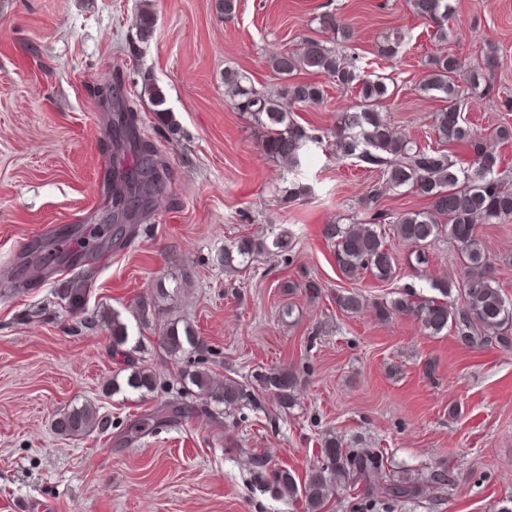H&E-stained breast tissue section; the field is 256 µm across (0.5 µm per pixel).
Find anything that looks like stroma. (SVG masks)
Listing matches in <instances>:
<instances>
[{
    "instance_id": "obj_1",
    "label": "stroma",
    "mask_w": 512,
    "mask_h": 512,
    "mask_svg": "<svg viewBox=\"0 0 512 512\" xmlns=\"http://www.w3.org/2000/svg\"><path fill=\"white\" fill-rule=\"evenodd\" d=\"M451 3L453 38L445 44L410 0H236L228 16L218 0H0V275L14 272L28 243L72 226L89 231L111 212L117 169L135 162L101 104L114 80L141 138L169 170L165 194L124 247L49 279L30 272L24 291L0 292V512L24 501L49 512H304L302 500L267 490L253 462L304 481L330 434L383 452L389 473L447 470L441 500L387 512H491L512 497V348L465 346L449 332L428 335L412 317L378 316L380 304L401 294L432 298L435 280L459 282L457 249L439 238L419 265L396 241L392 280L368 273L350 280L324 236L329 224L428 205L403 188L363 204L379 170L330 149L355 90L298 72L324 97L294 114L319 141L291 168L263 153V128L225 85L234 72L256 90L280 91L285 81L271 67L273 55L324 39L325 14L355 32L353 42L337 44L343 54L378 59L379 45L398 33L399 53L378 59L394 81L382 112L399 135L435 147L433 115L443 104L421 90L430 58L453 51L463 86L470 72L493 63L486 94L465 95L463 111L474 131L491 137L500 176L512 183V139L493 137L512 127V0ZM145 12L152 27L143 38ZM156 87L165 95L162 119L150 102ZM296 185L308 194L289 197ZM476 232L512 299V221ZM282 236L286 252L256 255L245 271L217 261L239 238ZM84 272L89 292L76 314L61 293ZM308 278L319 284L318 297L288 291V282ZM159 286L168 296L142 323L135 308ZM345 289L362 295L358 313L337 307ZM103 310L128 326L124 354L112 352L97 317ZM168 322L201 337L217 375L245 382L259 371L293 373L295 405L287 410L268 398L261 409L219 415L196 397L189 418L127 440L130 421L167 394L116 393L112 377L134 362L176 378L180 360L157 341ZM86 401L107 429L58 435L60 414Z\"/></svg>"
}]
</instances>
